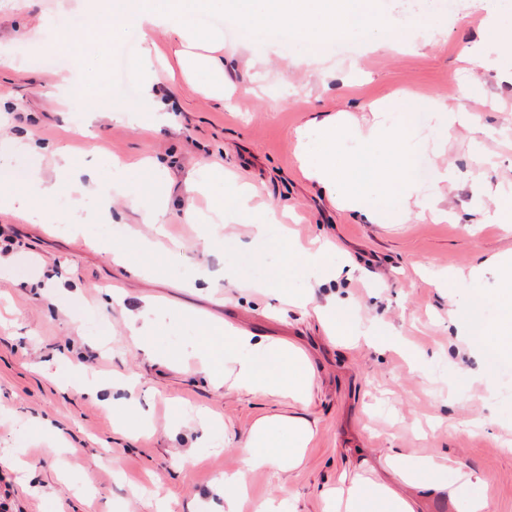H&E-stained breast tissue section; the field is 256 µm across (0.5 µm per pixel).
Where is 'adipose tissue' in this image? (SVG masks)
Masks as SVG:
<instances>
[{
    "instance_id": "1",
    "label": "adipose tissue",
    "mask_w": 512,
    "mask_h": 512,
    "mask_svg": "<svg viewBox=\"0 0 512 512\" xmlns=\"http://www.w3.org/2000/svg\"><path fill=\"white\" fill-rule=\"evenodd\" d=\"M76 10L88 18L87 27L70 26L62 20L49 22V39L41 41L48 51H72L84 29L95 33L101 48L119 47L121 40L112 21V6L108 0H76ZM127 23L139 30L160 29L167 33L174 47L173 59L163 57L156 44L144 40L139 55L132 64V73L141 86L140 109L144 112L163 111L156 97V87L164 81H183L198 86L208 98L228 102L224 77V27L244 31L243 47H251L252 33L273 37L275 44L298 42L305 46L303 56L296 58L299 66L311 67L327 43L364 34H376V44L389 47L411 40L412 27H389L386 20L372 12L369 0H134L126 15ZM463 60L472 83H481L485 72L500 71L506 83L512 85V63L503 55L499 44L482 40L473 42ZM59 171L64 182L34 178L28 196H0V211L24 213L30 223L48 221L47 213L37 208L35 199L56 197L62 186H69L72 205H80L85 184L82 174L72 168L67 154L59 156ZM213 194L218 213L233 212L252 220L253 243L281 239L283 229L274 212L254 214L251 196L245 187L223 191V177H216ZM289 259L308 278L319 280L332 270L331 249L322 244L310 248L299 241H289ZM499 288L501 303L497 322L488 324L473 317L468 334L474 346L486 348L502 357L512 358V260H500ZM206 371L219 379L223 367H230L237 388L275 396L300 406L311 400L315 371L308 357L285 341L255 340L252 333L232 329L224 334V363L211 361L210 339L201 337L196 345ZM315 431L306 418L295 415L263 417L254 422L241 443L249 448L248 463L253 467L286 470L299 466L304 450ZM401 483L413 487L426 482L443 488V476L448 470L444 458L422 460L400 459L396 465ZM332 512H415L412 501L386 484L374 481L350 480L338 484L328 493Z\"/></svg>"
}]
</instances>
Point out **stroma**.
I'll return each mask as SVG.
<instances>
[{
	"label": "stroma",
	"instance_id": "stroma-1",
	"mask_svg": "<svg viewBox=\"0 0 512 512\" xmlns=\"http://www.w3.org/2000/svg\"><path fill=\"white\" fill-rule=\"evenodd\" d=\"M454 2L375 0L389 24L436 15L445 33H416L402 50L368 37L333 43L325 61L332 78L294 67L302 45L281 56L262 44L246 50L240 30L225 29L228 75L244 93L226 106L162 84L171 121L158 126L136 112L137 96L115 95L111 51L101 63L102 96H60L73 58L37 48L30 34L66 0H0V139L24 134L45 147L36 158L0 157V194L31 192L36 174L58 179L57 147L91 171L93 188L77 207L45 202L52 224L0 213V473L14 512H224L217 480L235 471L246 476L243 512L267 501L283 512H325L340 474L394 483L391 454L450 463L445 489L412 490L417 512H458L460 491L485 499L487 512H512V361L462 335L471 312L496 318L495 263L512 254V223L490 220L498 193L512 191V87L492 71L478 89L461 79L463 48L496 34ZM399 94L413 110L446 98L476 121L446 139L417 127L416 159L440 177L446 219L414 210L401 224H365L304 177L296 131L340 113L349 125H369L368 103ZM100 105L104 113L85 126V109ZM113 106L128 107L127 117L112 119ZM144 158L165 166H141ZM116 160L135 198L114 197L111 223L100 224L96 193L111 191ZM203 162L248 183L257 210L286 213L292 237L330 241L334 263H357L361 273L307 280L286 267L278 242L252 245L247 219L232 216L210 252L192 251L213 198L187 192L185 179ZM448 163L457 175L445 180ZM159 206L167 210L161 228L145 221ZM187 209L198 223L182 222ZM116 250L124 264L113 262ZM131 266L142 276H129ZM478 266L482 279L469 280ZM444 271L463 277L462 286L439 287L434 276ZM268 277L312 290L320 303H350L358 328H377L379 345L332 340L314 313L254 289ZM145 308L165 357L148 358L131 333ZM228 325L303 349L316 371L311 405L214 387L190 352L204 327L221 351ZM79 364L104 385L134 378L133 403L108 407L84 394L72 379ZM277 413L315 424L304 463L278 474L248 469L238 435ZM460 464L479 482L461 487Z\"/></svg>",
	"mask_w": 512,
	"mask_h": 512
}]
</instances>
